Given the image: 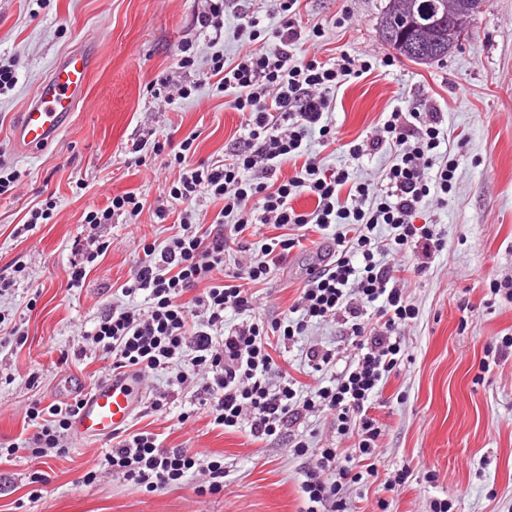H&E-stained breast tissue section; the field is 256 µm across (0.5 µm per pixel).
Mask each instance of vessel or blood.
Returning <instances> with one entry per match:
<instances>
[{
    "instance_id": "obj_1",
    "label": "vessel or blood",
    "mask_w": 512,
    "mask_h": 512,
    "mask_svg": "<svg viewBox=\"0 0 512 512\" xmlns=\"http://www.w3.org/2000/svg\"><path fill=\"white\" fill-rule=\"evenodd\" d=\"M96 64L93 43H81L56 57L12 129L16 150L34 156L48 147L68 126L85 97ZM81 410L72 423L80 439L106 438L123 430L146 399L142 379L115 373L90 387H78Z\"/></svg>"
}]
</instances>
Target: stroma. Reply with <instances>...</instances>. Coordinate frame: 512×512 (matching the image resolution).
Here are the masks:
<instances>
[{
  "label": "stroma",
  "instance_id": "35a3bbf8",
  "mask_svg": "<svg viewBox=\"0 0 512 512\" xmlns=\"http://www.w3.org/2000/svg\"><path fill=\"white\" fill-rule=\"evenodd\" d=\"M385 0H302L308 23L324 37L299 45L321 59L373 50L390 57L362 76H348L330 116L336 140L312 138L309 152L329 168L350 166L355 180L391 163L381 151L350 162L345 143L366 139L390 112L419 103L445 114L447 144L457 161L454 188L440 209L421 219L436 225L445 249L422 275L406 271L418 316L405 330L409 357L390 376L372 411L382 425L378 478L345 488L349 512H512V303L491 295V279L512 278V0H488L461 50L417 64L380 36ZM203 0H0V62L12 65L15 85L0 95V172L20 184L0 196V443H20L34 429V403L60 400L64 380L99 381L102 360L82 352L80 331L93 330L116 290L135 274L141 245L174 234L150 207L178 176L167 155L130 153L132 142L195 135L194 161L219 159L238 141L242 117L225 108L206 60L213 52L192 18ZM95 44L97 66L87 98L67 128L43 152L16 151L11 126L45 78L53 59L81 41ZM193 42V67H180L181 46ZM196 86L190 99L159 108L160 80ZM134 193L149 208L136 226L118 219L88 224V211L113 196ZM52 199L48 222L26 232L31 208ZM103 246L81 287L68 284L79 247ZM332 246L312 234L265 281L248 284L263 320L290 308L311 268ZM21 325L25 341L10 336ZM348 360L340 321L312 324L288 348L274 351L280 368L308 382L310 344ZM488 371H481L482 362ZM194 390L180 391L164 414L142 406L129 430L157 433L164 446L223 457L227 476L216 495L198 496L201 479L153 492L118 479L87 481L86 473L112 446L109 438L71 440L65 454L18 453L0 459V512H302L301 484L309 457L293 456L285 438L258 441L248 430L224 431L194 409ZM48 475L40 497L29 476Z\"/></svg>",
  "mask_w": 512,
  "mask_h": 512
}]
</instances>
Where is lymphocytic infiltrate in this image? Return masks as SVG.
<instances>
[{"label":"lymphocytic infiltrate","mask_w":512,"mask_h":512,"mask_svg":"<svg viewBox=\"0 0 512 512\" xmlns=\"http://www.w3.org/2000/svg\"><path fill=\"white\" fill-rule=\"evenodd\" d=\"M204 2L193 25L215 47L209 68L225 105L242 117L241 144L227 158L194 164L189 160L194 136L180 141L174 154L178 176L168 196L184 206L181 231L165 243L143 245L132 283L121 288L122 303L103 312L90 338L109 358L110 372L165 374L177 385L195 381L202 412L227 431L245 428L264 441L308 415H332L347 447L313 450L301 439L289 446L312 455L301 484L305 512H318L327 500L330 512H347L344 487L378 474L373 460L382 428L370 410L404 360V330L418 315L401 272L414 258L417 273H426L427 259L445 248L435 225L416 221L423 207L442 206L453 190L457 164L441 149L444 115L427 104L396 110L370 139L349 142L347 154L354 161L389 152L392 162L377 179L356 181L349 167H324L309 155L308 142L315 135L332 138L328 115L337 86L344 77L372 70L376 57H295L301 39L324 34L322 24L300 25V0H275L267 17L229 13L227 0ZM228 28L246 46L231 62L217 49ZM287 163L294 173L285 178L281 170ZM302 193L315 199L314 210L293 207ZM202 194L224 203L210 228L187 207ZM147 208L162 221L170 214L164 204L151 207L127 193L89 211L85 221L108 224ZM261 224L288 228L289 235L226 271L225 239L242 241L246 230ZM312 226L333 229L335 259L310 271L290 315L265 323L256 314L255 297L238 281L264 280L271 264L286 260ZM141 291L148 294V306L127 307ZM228 311L241 315V322H226ZM336 319L346 325L351 360L330 384L305 387L280 370L270 352L273 342L289 344L305 335L310 323ZM80 407L77 396L32 407L35 433L24 448L40 456L63 453ZM193 471L206 477L199 496L223 491L220 457L167 448L153 432L132 431L104 453L87 478L109 475L152 492L180 484Z\"/></svg>","instance_id":"f902f5d3"}]
</instances>
